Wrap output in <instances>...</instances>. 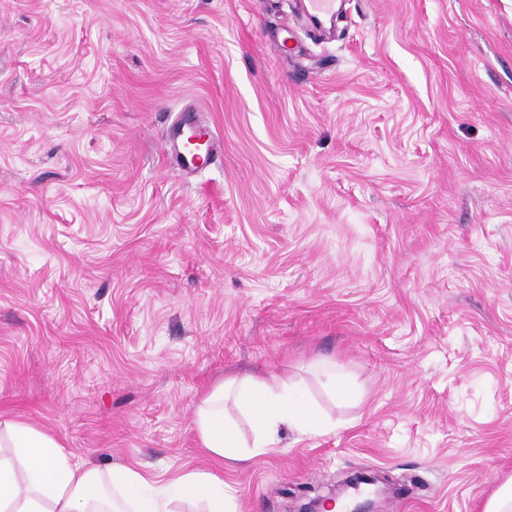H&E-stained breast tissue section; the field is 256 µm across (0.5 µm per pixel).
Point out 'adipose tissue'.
Returning <instances> with one entry per match:
<instances>
[{"mask_svg":"<svg viewBox=\"0 0 512 512\" xmlns=\"http://www.w3.org/2000/svg\"><path fill=\"white\" fill-rule=\"evenodd\" d=\"M240 403L255 436L244 443L227 417L228 398ZM323 433L326 424L286 382L230 378L202 399L196 418L200 445L215 462H243L268 452L282 427ZM9 456L0 455V512H171L172 501L203 505L205 512H237L223 479L207 470L178 476L169 489L138 496L147 480L129 465L107 472L86 467L53 435L18 420L0 421Z\"/></svg>","mask_w":512,"mask_h":512,"instance_id":"obj_1","label":"adipose tissue"}]
</instances>
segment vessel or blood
<instances>
[{"instance_id": "obj_1", "label": "vessel or blood", "mask_w": 512, "mask_h": 512, "mask_svg": "<svg viewBox=\"0 0 512 512\" xmlns=\"http://www.w3.org/2000/svg\"><path fill=\"white\" fill-rule=\"evenodd\" d=\"M303 11L313 26H321L323 18L334 16L335 0H305ZM165 155L181 175L192 177L222 161L224 147L208 121L188 116L173 124Z\"/></svg>"}]
</instances>
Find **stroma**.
Returning <instances> with one entry per match:
<instances>
[{"instance_id":"obj_1","label":"stroma","mask_w":512,"mask_h":512,"mask_svg":"<svg viewBox=\"0 0 512 512\" xmlns=\"http://www.w3.org/2000/svg\"><path fill=\"white\" fill-rule=\"evenodd\" d=\"M194 106L224 160L186 180ZM243 375L330 428L219 471L238 512L512 478V0H0V419L156 492ZM335 0H307L303 11L314 27L322 26L321 17L331 20L335 14ZM185 127L191 131L186 137ZM192 136L206 138V149L200 154L190 149L187 143ZM165 155L178 167L181 175L192 177L221 162L224 158V147L208 121L200 119L197 114L193 120L188 114L172 125L170 136L166 140Z\"/></svg>"}]
</instances>
